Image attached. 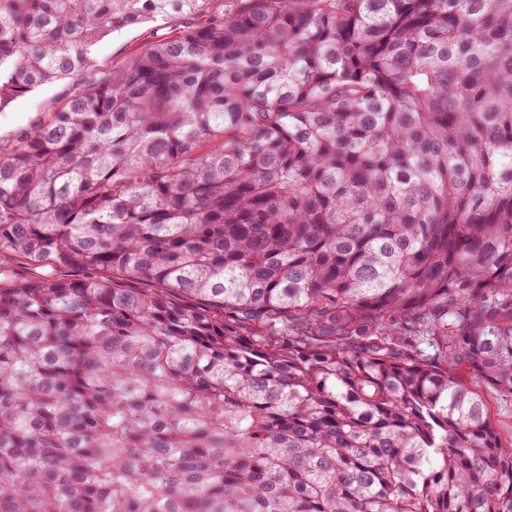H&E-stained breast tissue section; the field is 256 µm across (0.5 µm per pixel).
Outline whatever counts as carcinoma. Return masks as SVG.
<instances>
[{
	"mask_svg": "<svg viewBox=\"0 0 512 512\" xmlns=\"http://www.w3.org/2000/svg\"><path fill=\"white\" fill-rule=\"evenodd\" d=\"M0 512H512V0H0ZM173 22L149 21L115 31L101 38L93 46L91 57L99 71L110 70L123 63L137 49L170 33ZM78 73L70 78L40 86L17 99L0 111V142L3 145L15 141L39 121L55 112L67 100L75 84L87 77ZM476 390L480 391L488 405L492 421L500 428L503 439L510 441L512 438V398L502 397L488 389L484 383L473 379Z\"/></svg>",
	"mask_w": 512,
	"mask_h": 512,
	"instance_id": "carcinoma-1",
	"label": "carcinoma"
}]
</instances>
